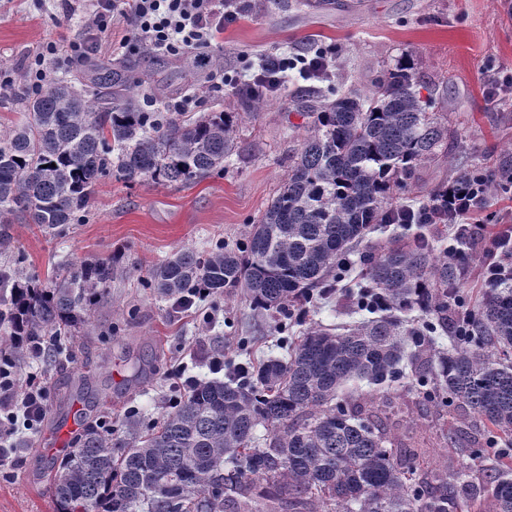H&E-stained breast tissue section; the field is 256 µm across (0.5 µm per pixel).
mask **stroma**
Returning a JSON list of instances; mask_svg holds the SVG:
<instances>
[{
	"label": "stroma",
	"instance_id": "35a3bbf8",
	"mask_svg": "<svg viewBox=\"0 0 512 512\" xmlns=\"http://www.w3.org/2000/svg\"><path fill=\"white\" fill-rule=\"evenodd\" d=\"M61 0H0V72L23 91L24 64L40 46L59 35L81 40L88 9L58 25ZM127 24L114 22L97 34L87 59L60 55L56 80L77 82L84 63L122 69L135 83L143 110L181 107L187 116L205 112L237 115L236 150L223 172L184 187H156L101 179L85 223L57 235L33 224L12 225L0 266L23 252L25 276L42 281L53 266L114 259L117 269L93 316L55 363L27 357L18 380L36 376L45 391L40 420L17 419L13 433L0 438V512H54L50 479L61 453L57 432L73 424H96L121 434V422L138 412L160 422L179 398L187 377L211 378V357L243 361L282 357L278 314L254 316L239 293L198 295L184 306L157 297L146 283L152 271L176 250L209 252L220 243L241 244L288 175L290 156L305 134L306 117L296 106L308 90L328 98L370 93L403 56L416 64V79L432 110L448 122V143L435 160L418 166L395 202L418 209L440 187L474 171L493 175L482 213L485 236L499 231L512 215V89L486 83L482 72L493 62L512 72V0H252L250 11L229 25L210 56H223L224 75L247 83L261 58L276 53L313 56L324 50L331 75L318 81L292 69L277 92L264 94L259 115L244 94L218 90L214 69L193 53L152 55L120 47ZM424 235L430 244L448 237L445 224L400 227L386 224L370 233L374 252L397 238ZM247 350H240V338ZM395 411L402 436L420 442L422 467L449 472L472 466L463 444L474 418L451 409L448 421L426 414L404 395Z\"/></svg>",
	"mask_w": 512,
	"mask_h": 512
}]
</instances>
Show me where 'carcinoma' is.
<instances>
[{
	"mask_svg": "<svg viewBox=\"0 0 512 512\" xmlns=\"http://www.w3.org/2000/svg\"><path fill=\"white\" fill-rule=\"evenodd\" d=\"M87 84L53 78L23 94L0 93L27 120L0 135V245L24 220L61 234L82 223L97 183L186 186L224 171L234 149V112L191 120L142 112L133 88L111 69ZM310 118L288 176L244 247L223 243L203 256L182 248L147 285L183 302L243 291L252 310L275 312L286 332L301 312L327 300L359 255L349 325L315 324L282 337L285 355L229 365L227 380H198L159 426L137 415L124 437L83 428L63 457L51 493L55 512H450L448 470L419 473L415 454L385 446L388 398H339L350 380L405 381L439 410L466 408L495 444L497 467L460 473L469 509L491 492L495 512H512V289L470 309L460 294L465 258H435L424 236L382 253L360 249L373 224H402L389 207L421 162L448 142L429 112L414 62L400 58L372 93L299 100ZM25 257L0 270L3 366L21 363L26 342L60 355L112 281L113 260L82 263L43 284L21 275ZM418 308L409 324L399 313ZM450 331L448 346L439 344ZM264 429L266 437L257 436Z\"/></svg>",
	"mask_w": 512,
	"mask_h": 512,
	"instance_id": "carcinoma-1",
	"label": "carcinoma"
}]
</instances>
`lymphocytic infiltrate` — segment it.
Segmentation results:
<instances>
[{"label":"lymphocytic infiltrate","mask_w":512,"mask_h":512,"mask_svg":"<svg viewBox=\"0 0 512 512\" xmlns=\"http://www.w3.org/2000/svg\"><path fill=\"white\" fill-rule=\"evenodd\" d=\"M92 24L81 49L91 54L97 48L95 33L108 20L122 17L130 22L134 40L152 54L179 51L203 53L211 48L226 26L235 23L248 9V0H91ZM301 66L306 77L326 74L328 61L323 52L314 57L293 59L278 54L266 56L252 78L253 84L267 91H277L288 69ZM487 179L483 173L470 172L449 186L448 200L441 203L442 223L451 225L457 238L481 241L480 224L475 221L479 205L487 195ZM20 401L29 418H40L44 408V391L36 381L18 387L15 379L0 376V406Z\"/></svg>","instance_id":"1"}]
</instances>
